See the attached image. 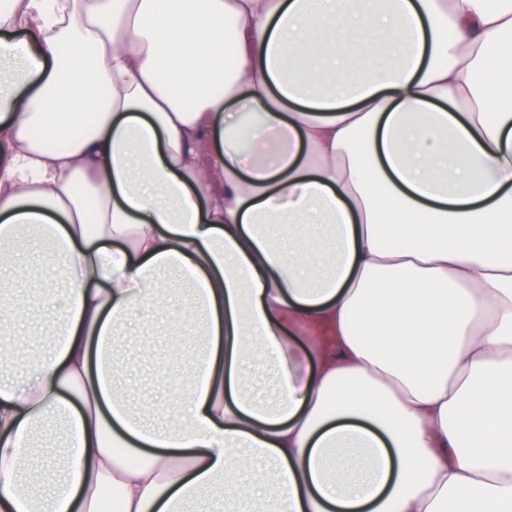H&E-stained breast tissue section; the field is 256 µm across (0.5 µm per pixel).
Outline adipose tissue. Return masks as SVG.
<instances>
[{
  "label": "adipose tissue",
  "mask_w": 512,
  "mask_h": 512,
  "mask_svg": "<svg viewBox=\"0 0 512 512\" xmlns=\"http://www.w3.org/2000/svg\"><path fill=\"white\" fill-rule=\"evenodd\" d=\"M508 95L512 0H0V253L38 230L59 310L0 369V512H512ZM182 289L160 426L113 349ZM248 388L260 401L271 402L277 397L276 385L260 362H253L249 367Z\"/></svg>",
  "instance_id": "ef3b65f1"
}]
</instances>
